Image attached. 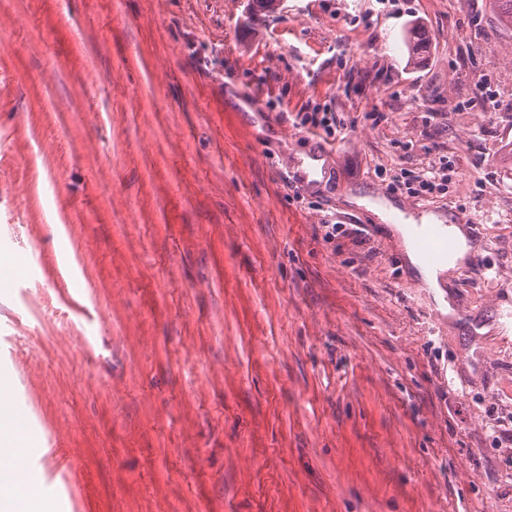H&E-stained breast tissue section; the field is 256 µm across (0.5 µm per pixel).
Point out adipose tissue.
<instances>
[{
    "mask_svg": "<svg viewBox=\"0 0 512 512\" xmlns=\"http://www.w3.org/2000/svg\"><path fill=\"white\" fill-rule=\"evenodd\" d=\"M12 378L0 372V512H59V506L47 498L39 478L20 470L18 459L41 453L39 438L31 433L22 414L7 410Z\"/></svg>",
    "mask_w": 512,
    "mask_h": 512,
    "instance_id": "1",
    "label": "adipose tissue"
}]
</instances>
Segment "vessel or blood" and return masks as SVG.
<instances>
[{
  "mask_svg": "<svg viewBox=\"0 0 512 512\" xmlns=\"http://www.w3.org/2000/svg\"><path fill=\"white\" fill-rule=\"evenodd\" d=\"M252 106V97H244L242 108L247 112L248 130L253 137L259 139L268 133L280 131V124L268 113L253 111ZM310 142L311 150L301 157L291 159L281 175L288 185L325 197L335 177L331 165L335 151L319 137H311ZM377 197L387 202L391 211L390 216H378V223L391 220L409 225L411 242L424 267L423 274L415 282L416 287L444 288L459 275L482 265L485 244L478 234V221L475 217L449 207L431 215L424 207L390 197L383 190L378 191ZM454 226L462 229L471 244V250L463 263L452 265L448 262V255L453 247L450 229Z\"/></svg>",
  "mask_w": 512,
  "mask_h": 512,
  "instance_id": "obj_1",
  "label": "vessel or blood"
}]
</instances>
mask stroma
Wrapping results in <instances>:
<instances>
[{"label": "stroma", "mask_w": 512, "mask_h": 512, "mask_svg": "<svg viewBox=\"0 0 512 512\" xmlns=\"http://www.w3.org/2000/svg\"><path fill=\"white\" fill-rule=\"evenodd\" d=\"M0 0V369L65 512H512V35L488 0ZM428 46L412 51L408 30ZM282 122L255 140L239 95ZM331 112L338 208L479 220L446 302L279 177ZM75 276L55 285L58 271ZM440 165L437 167L432 166L430 171L421 176V180L419 181V186L421 188L420 191L416 189V192L413 194H418L421 192L432 193L436 188H440L444 185V182L448 181V165L443 163V160H439Z\"/></svg>", "instance_id": "obj_1"}]
</instances>
